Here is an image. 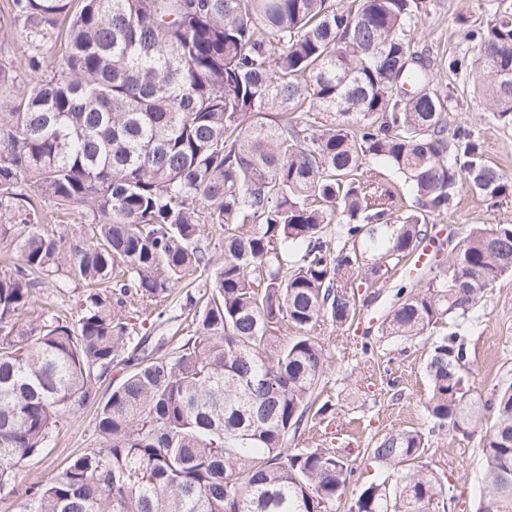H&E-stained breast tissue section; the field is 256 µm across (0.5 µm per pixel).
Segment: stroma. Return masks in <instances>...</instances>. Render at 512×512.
<instances>
[{"instance_id":"obj_1","label":"stroma","mask_w":512,"mask_h":512,"mask_svg":"<svg viewBox=\"0 0 512 512\" xmlns=\"http://www.w3.org/2000/svg\"><path fill=\"white\" fill-rule=\"evenodd\" d=\"M486 0H434L429 16L413 33L417 48L426 50L436 65L432 86L443 98L449 126L470 127L484 142L487 160L512 176V124L493 119L478 93L477 75H453L442 62L464 52V34L480 23ZM512 222V197L489 202L468 188H461L450 208L434 215L440 237L464 236L476 225ZM400 275H388L378 284L356 288L360 300L353 324L336 325L324 319L311 330L332 356L320 388L322 399L331 401L333 413L308 425L288 440L291 448L350 447L351 464L360 482L377 478L378 469L360 448L382 435L417 429L427 438L423 460L450 486L457 501L452 512H475L483 488L482 455L478 435L468 437L451 428L435 427L424 411L429 395L425 363L430 350L426 340H404L382 335L380 324L401 286ZM186 297L175 289L163 306V315L136 325L138 334L161 353H172L186 333L182 315ZM481 319L464 343L475 379L472 398H485L493 384L512 382V274L500 278L480 302ZM370 351H363V341ZM92 411L68 416L53 431L48 448L25 464L26 483H40L63 468L84 449L96 447Z\"/></svg>"}]
</instances>
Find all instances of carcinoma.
<instances>
[{"instance_id":"cac0c4a2","label":"carcinoma","mask_w":512,"mask_h":512,"mask_svg":"<svg viewBox=\"0 0 512 512\" xmlns=\"http://www.w3.org/2000/svg\"><path fill=\"white\" fill-rule=\"evenodd\" d=\"M431 2L8 0L0 32L21 29L30 71L0 94V253L17 257L0 267V488L24 489L18 512H336L349 450L282 448L332 410L317 391L329 355L308 331L354 321L349 288L405 265L461 181L512 196L430 88L412 33ZM488 2L448 70L479 74L493 118L512 123V0ZM47 43L60 51L49 73ZM368 163L403 175L413 209L395 214L357 178ZM214 225L220 263L200 246ZM200 268L211 281L188 335L170 356L145 352L127 308ZM509 273L512 224L476 227L424 286L397 289L382 322L405 340L454 327L432 342L424 409L464 436L481 429L477 512H512V383L471 399L461 332ZM46 279L73 289L70 316L32 300ZM81 410L98 447L24 486L25 462ZM425 448L406 429L364 449L395 486L362 485L348 512L447 508Z\"/></svg>"}]
</instances>
